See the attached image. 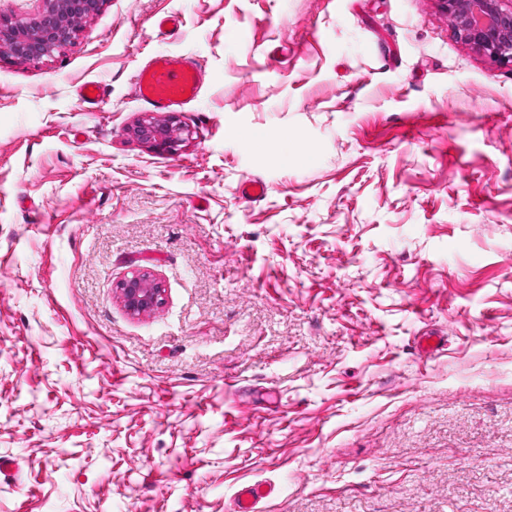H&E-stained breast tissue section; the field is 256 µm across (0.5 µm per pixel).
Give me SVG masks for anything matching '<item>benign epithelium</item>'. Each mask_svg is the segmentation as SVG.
<instances>
[{
  "label": "benign epithelium",
  "instance_id": "obj_1",
  "mask_svg": "<svg viewBox=\"0 0 512 512\" xmlns=\"http://www.w3.org/2000/svg\"><path fill=\"white\" fill-rule=\"evenodd\" d=\"M35 21L0 17V56L39 63L67 45L76 32L73 20L96 14L103 0H47ZM455 34L465 44L512 68V8L503 0H442ZM131 135L150 148L175 152L190 135L176 117L157 122L145 116L130 128ZM126 311L139 316L163 304L164 289L150 273L136 270L118 284Z\"/></svg>",
  "mask_w": 512,
  "mask_h": 512
}]
</instances>
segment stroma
<instances>
[{
    "mask_svg": "<svg viewBox=\"0 0 512 512\" xmlns=\"http://www.w3.org/2000/svg\"><path fill=\"white\" fill-rule=\"evenodd\" d=\"M1 460L0 512H512V69L439 0H104L0 59ZM136 97L158 112L184 108L200 96L202 69L193 59L168 52L150 54L134 75ZM131 135L149 148L175 152L190 135V130L182 126L176 117L170 116L164 122H157L153 117L145 116L130 129ZM126 311L139 316L163 304L164 289L149 272L136 270L117 286ZM273 488L264 482L246 483L236 492L235 512H258V505L268 498Z\"/></svg>",
    "mask_w": 512,
    "mask_h": 512,
    "instance_id": "35a3bbf8",
    "label": "stroma"
}]
</instances>
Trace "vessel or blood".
Wrapping results in <instances>:
<instances>
[{
	"instance_id": "1",
	"label": "vessel or blood",
	"mask_w": 512,
	"mask_h": 512,
	"mask_svg": "<svg viewBox=\"0 0 512 512\" xmlns=\"http://www.w3.org/2000/svg\"><path fill=\"white\" fill-rule=\"evenodd\" d=\"M203 88L202 69L193 59L168 52L150 54L134 75L136 97L156 111L169 112L197 100ZM272 493L263 482L247 483L236 492L235 512H259Z\"/></svg>"
}]
</instances>
